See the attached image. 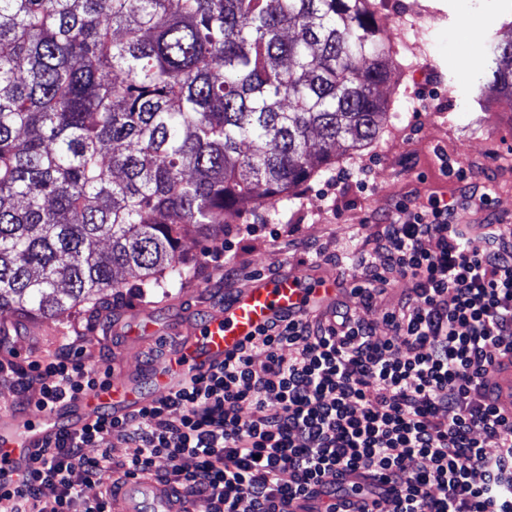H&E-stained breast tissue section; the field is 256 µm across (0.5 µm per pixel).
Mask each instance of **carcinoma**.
Masks as SVG:
<instances>
[{
  "label": "carcinoma",
  "mask_w": 512,
  "mask_h": 512,
  "mask_svg": "<svg viewBox=\"0 0 512 512\" xmlns=\"http://www.w3.org/2000/svg\"><path fill=\"white\" fill-rule=\"evenodd\" d=\"M399 65L374 0H0V314L183 280L184 236L373 143ZM469 82L512 102V35Z\"/></svg>",
  "instance_id": "cac0c4a2"
}]
</instances>
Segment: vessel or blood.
<instances>
[{
  "mask_svg": "<svg viewBox=\"0 0 512 512\" xmlns=\"http://www.w3.org/2000/svg\"><path fill=\"white\" fill-rule=\"evenodd\" d=\"M336 282L323 278L308 282L298 270L262 277L233 292L213 307L198 325L169 322L165 355L146 365L141 374L152 384L143 391L123 369L113 370L107 381L77 400L39 414L0 411V489L23 487L36 455L49 441L79 431L98 418H121L161 395L182 389L193 377L237 354L248 339L272 321L287 315L311 317L336 300ZM487 395L505 415H512V355L498 357L486 376ZM349 488L344 512H372L385 485L357 472L335 478ZM325 494L313 493L289 500L286 512H324ZM197 500L170 485L142 476L126 478L112 503L113 512H196Z\"/></svg>",
  "mask_w": 512,
  "mask_h": 512,
  "instance_id": "vessel-or-blood-1",
  "label": "vessel or blood"
}]
</instances>
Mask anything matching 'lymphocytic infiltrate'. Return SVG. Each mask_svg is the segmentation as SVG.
Listing matches in <instances>:
<instances>
[{
  "instance_id": "1",
  "label": "lymphocytic infiltrate",
  "mask_w": 512,
  "mask_h": 512,
  "mask_svg": "<svg viewBox=\"0 0 512 512\" xmlns=\"http://www.w3.org/2000/svg\"><path fill=\"white\" fill-rule=\"evenodd\" d=\"M440 170L457 184L451 195L414 190L383 214L378 261H360L354 276L358 308L272 323L150 407L57 438L0 512H107L83 485L152 472L159 458L166 481L209 512H280L358 470L391 484L384 512H512V420L480 393L496 354L512 353V225L487 184L445 160ZM0 379L37 388L25 401L37 410L102 381L74 341L49 359L0 362ZM115 439L129 449L123 460L84 453ZM327 489L336 512L346 490Z\"/></svg>"
}]
</instances>
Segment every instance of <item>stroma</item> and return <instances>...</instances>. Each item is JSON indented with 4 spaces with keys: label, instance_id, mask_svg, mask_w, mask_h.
Returning a JSON list of instances; mask_svg holds the SVG:
<instances>
[{
    "label": "stroma",
    "instance_id": "obj_1",
    "mask_svg": "<svg viewBox=\"0 0 512 512\" xmlns=\"http://www.w3.org/2000/svg\"><path fill=\"white\" fill-rule=\"evenodd\" d=\"M409 3L416 12L406 15L405 26L423 28L413 54L386 18ZM377 19L405 63L384 90L391 119L374 144L337 160L276 205L231 218L221 240L185 238L181 248L194 261L185 281L157 287L141 281L138 272L122 270L118 277L127 284L122 296L104 295L97 312L78 310L61 323L1 316L9 335L32 336L35 353L44 359L86 335L81 360L102 372L116 360L136 368L139 344L159 346L173 316L199 320L208 305L223 303L233 289L256 277L293 268L313 281L329 276L337 282L339 303L356 306L350 258L374 259L379 218L408 192L452 190L439 170L443 156L457 167L471 159L480 162L491 177L496 212L512 222V111L495 100L478 106L467 82L475 59L486 53L487 39L512 21V0H381ZM431 88L439 109L432 125L422 119L420 101ZM249 224L259 225V232L246 234ZM267 224L278 229V238L264 232ZM138 308L150 313L147 328L127 324L128 311Z\"/></svg>",
    "mask_w": 512,
    "mask_h": 512
}]
</instances>
